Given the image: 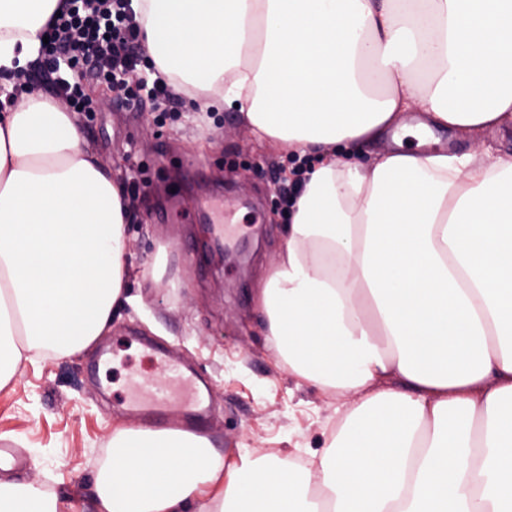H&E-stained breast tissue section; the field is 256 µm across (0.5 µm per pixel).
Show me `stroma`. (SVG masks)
Returning <instances> with one entry per match:
<instances>
[{"mask_svg":"<svg viewBox=\"0 0 512 512\" xmlns=\"http://www.w3.org/2000/svg\"><path fill=\"white\" fill-rule=\"evenodd\" d=\"M97 112L81 130L118 184L145 167L151 184L130 210L126 235L136 249L126 280L129 303L84 351L21 361L0 389V445L24 463L7 477L65 496L64 512H102L96 478L112 461V437L127 427L179 428L184 401L171 396L166 420L133 408L134 386L162 382L177 366L212 386L206 437L214 451L311 458L327 444L337 403L299 381L267 347L256 291L285 239L272 179L290 167L287 152L258 140L232 109L202 117L198 90L176 122L157 125L150 108L129 112L93 89ZM452 149L476 146L512 155V126L440 131ZM218 192L226 231L222 255L207 256L203 201ZM167 264L152 275L157 256Z\"/></svg>","mask_w":512,"mask_h":512,"instance_id":"obj_1","label":"stroma"}]
</instances>
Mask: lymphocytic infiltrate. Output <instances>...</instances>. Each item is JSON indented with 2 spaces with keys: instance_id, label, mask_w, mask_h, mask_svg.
<instances>
[{
  "instance_id": "1",
  "label": "lymphocytic infiltrate",
  "mask_w": 512,
  "mask_h": 512,
  "mask_svg": "<svg viewBox=\"0 0 512 512\" xmlns=\"http://www.w3.org/2000/svg\"><path fill=\"white\" fill-rule=\"evenodd\" d=\"M47 35L38 67L70 110L94 111L88 87L110 85L117 77L124 81L122 106L137 110L148 102L159 121L174 118L179 100L174 81L157 78L144 84L138 79L145 56L131 0H63L59 14L47 23ZM102 56L111 58V73L96 69Z\"/></svg>"
}]
</instances>
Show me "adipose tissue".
<instances>
[{"label": "adipose tissue", "mask_w": 512, "mask_h": 512, "mask_svg": "<svg viewBox=\"0 0 512 512\" xmlns=\"http://www.w3.org/2000/svg\"><path fill=\"white\" fill-rule=\"evenodd\" d=\"M158 76L322 159L261 282L270 348L357 394L314 460L224 461L126 428L104 512H512V156L406 151L420 130L512 124V0H146ZM60 0H0V68L28 67ZM417 113L416 124L404 121ZM386 152L357 156L380 140ZM126 208L76 113L0 109V387L92 344L124 299ZM0 481V512H58Z\"/></svg>", "instance_id": "ef3b65f1"}]
</instances>
